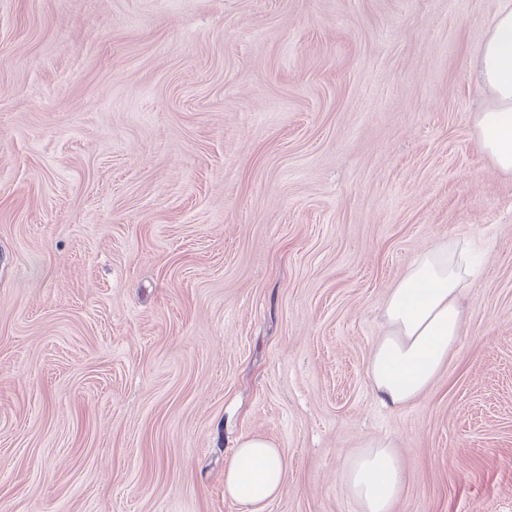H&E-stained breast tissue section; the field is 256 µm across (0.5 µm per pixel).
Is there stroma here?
Returning a JSON list of instances; mask_svg holds the SVG:
<instances>
[{
    "label": "stroma",
    "instance_id": "35a3bbf8",
    "mask_svg": "<svg viewBox=\"0 0 512 512\" xmlns=\"http://www.w3.org/2000/svg\"><path fill=\"white\" fill-rule=\"evenodd\" d=\"M502 0H0V512H512V175L472 70ZM468 246L459 339L410 407L367 360L420 254ZM288 482V458L260 437H243L224 465V493L245 512H264ZM348 461L345 478L361 512H391L401 494L403 466L386 442L371 439Z\"/></svg>",
    "mask_w": 512,
    "mask_h": 512
}]
</instances>
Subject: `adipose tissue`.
<instances>
[{"label": "adipose tissue", "mask_w": 512, "mask_h": 512, "mask_svg": "<svg viewBox=\"0 0 512 512\" xmlns=\"http://www.w3.org/2000/svg\"><path fill=\"white\" fill-rule=\"evenodd\" d=\"M476 70L493 102L476 117L478 143L499 171L512 173V0H504L493 17ZM467 274L461 251L443 242L417 257L391 288L384 304L389 331L366 366L382 405H412L447 364L460 335ZM345 478L360 512H391L402 491L403 466L386 442L372 439L348 461ZM287 482V457L260 437H243L224 465V493L244 512H264Z\"/></svg>", "instance_id": "ef3b65f1"}]
</instances>
